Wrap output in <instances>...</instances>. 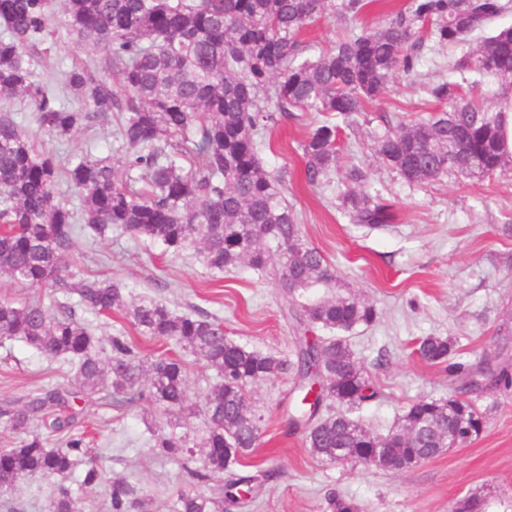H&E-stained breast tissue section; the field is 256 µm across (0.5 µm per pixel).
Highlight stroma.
I'll return each mask as SVG.
<instances>
[{
	"mask_svg": "<svg viewBox=\"0 0 512 512\" xmlns=\"http://www.w3.org/2000/svg\"><path fill=\"white\" fill-rule=\"evenodd\" d=\"M403 0H372L350 21L340 14L306 26L301 38L315 51L330 48L357 24L377 25L401 8ZM48 24L57 37L54 52L34 57L35 72L59 85L64 71L98 54L66 25L60 0H54ZM448 54L423 59L415 76L396 77L389 95L369 106L355 124L341 126L337 151L341 167L321 186L307 183L302 144L324 116L319 112L277 115L265 133L262 158L282 177L283 194L296 211L305 240L336 270L344 290L372 304L377 319L349 332L348 343L376 392L360 412L364 424L387 434L407 407L421 398L447 399L459 382L447 367L423 362L415 353L422 338H452L457 362L512 371V171L476 179L448 174L412 185L377 161L371 150L382 117L403 122L425 118L437 105L425 93L428 84L455 80ZM13 117L35 136L38 148L73 158L115 154L116 114L94 130L60 139L37 127L28 100L13 102ZM367 175L370 194L391 201L394 220L383 230L350 223L340 199L345 166ZM77 276L110 278L131 298L166 302L180 313L218 319L224 334L249 348L289 357L300 334L296 317L280 298L271 276L247 266L216 273L195 251L165 252L158 243L115 235L105 240L79 235L73 249ZM103 337L126 334L142 352L180 356L171 344L140 336L126 312L89 315ZM73 380L68 365L47 359L20 341L0 342V404L24 400L43 388H66ZM295 399L293 382L282 376L254 384L250 402L263 416L261 445L245 457L238 474L259 476L276 470L259 499L238 512H329L335 495L359 512H454L457 502L474 494L482 512H512V389L474 394L486 413L483 433L465 446L443 450L435 458L394 474L361 465H326L312 457L303 430L292 429L288 413ZM107 483L126 482L135 496L147 498L150 512H167L170 493L187 488L179 463L155 457L149 437L174 415L165 406L144 403L117 409L93 400L75 406ZM54 479L35 477L0 493V512H50Z\"/></svg>",
	"mask_w": 512,
	"mask_h": 512,
	"instance_id": "1",
	"label": "stroma"
}]
</instances>
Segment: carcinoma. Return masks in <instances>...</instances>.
<instances>
[{"label":"carcinoma","mask_w":512,"mask_h":512,"mask_svg":"<svg viewBox=\"0 0 512 512\" xmlns=\"http://www.w3.org/2000/svg\"><path fill=\"white\" fill-rule=\"evenodd\" d=\"M370 0H63L68 28L99 47L103 56L63 73L61 91L50 90L31 68L29 54L53 49L48 15L53 0H0V96L17 94L33 106L37 122L56 137L91 130L109 113L121 116V159L82 156L63 160L37 149L9 113L0 115V276L29 288H49L92 313L127 310L142 336L171 342L203 359L217 381L192 400L186 361L166 354L143 357L125 336L103 345L90 324L70 306L52 316L38 300L0 301V339H20L41 355L74 363L77 391L105 392L110 405L141 401L169 409L202 407L201 442L175 430L151 431L150 445L178 460L191 487L177 491L168 512H231L241 483L234 474L257 447L261 416L250 409L247 386L281 374L295 379L299 404L289 413L306 429L312 456L336 463V449H349L353 464L393 471L403 461L438 446L432 429L443 427L457 445L478 438L485 415L460 397L413 402L385 436L355 413L376 397L368 374L346 340L334 332L368 325L376 309L336 292L335 270L301 233L298 217L261 157L262 132L274 113L325 112L344 124L383 99L395 75L411 76L429 45L452 50L487 29L508 10L502 0H406L376 27L348 29L318 57L299 38L310 22L340 11L358 17ZM458 80L427 87L442 106L410 124L392 125L376 136V158L408 183L423 184L448 172L488 177L512 165L504 144L499 86L512 83V26L496 29L472 52L455 56ZM117 76L121 90L114 89ZM273 89V107L259 93ZM339 125L317 123L302 144L307 181L317 186L336 169ZM63 185L81 191V224L106 239L114 232L159 242L179 254L201 245L212 271L241 264L262 273L275 246L276 288L292 313L326 336L297 338L293 357L250 349L224 335L222 323L179 314L152 299L133 302L114 282L76 277L70 258L79 228L75 211L59 200ZM355 224L378 229L392 218L378 196L343 193ZM428 364L453 362L449 337L427 336L416 348ZM317 382L322 399L306 402ZM58 388L0 406V421L26 438L0 448V493L33 475L61 479L53 512H76L74 500L103 490L108 512H149L125 484L107 486L103 470L78 427L71 399ZM338 405L321 415L323 403ZM57 436L61 443L51 442ZM80 475H75L79 464ZM230 473L208 495L200 487ZM74 478L75 486L64 483Z\"/></svg>","instance_id":"1"}]
</instances>
